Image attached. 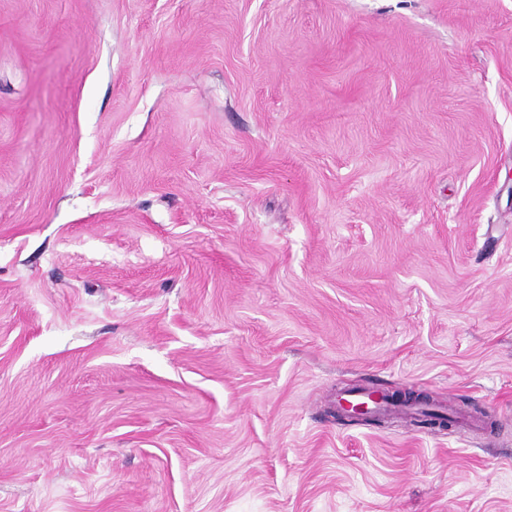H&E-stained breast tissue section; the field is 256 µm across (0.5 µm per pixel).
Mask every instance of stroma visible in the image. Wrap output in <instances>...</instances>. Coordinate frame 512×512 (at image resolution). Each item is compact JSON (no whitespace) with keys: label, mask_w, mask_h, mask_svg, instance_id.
<instances>
[{"label":"stroma","mask_w":512,"mask_h":512,"mask_svg":"<svg viewBox=\"0 0 512 512\" xmlns=\"http://www.w3.org/2000/svg\"><path fill=\"white\" fill-rule=\"evenodd\" d=\"M0 512H512V0H0Z\"/></svg>","instance_id":"stroma-1"}]
</instances>
